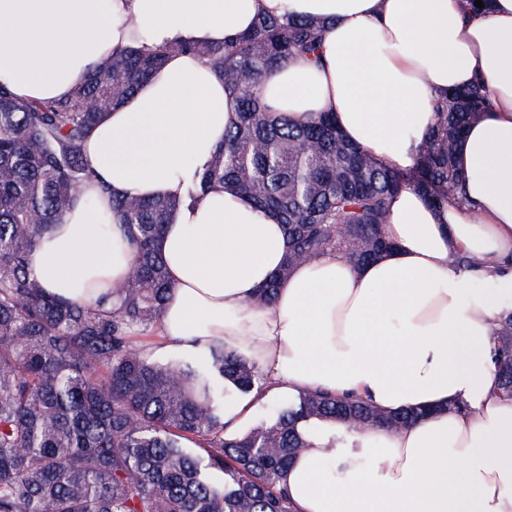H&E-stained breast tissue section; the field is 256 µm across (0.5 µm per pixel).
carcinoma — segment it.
<instances>
[{
  "label": "carcinoma",
  "instance_id": "carcinoma-1",
  "mask_svg": "<svg viewBox=\"0 0 512 512\" xmlns=\"http://www.w3.org/2000/svg\"><path fill=\"white\" fill-rule=\"evenodd\" d=\"M322 36L313 20L264 17L230 42L117 50L56 101L21 103L0 85V512H293L283 480L309 446V427L339 420L351 433L357 423L399 429L418 419L316 390L269 425L224 434V398L254 390L256 365L221 343L159 363L132 340L154 330L171 290L154 242L176 198L112 200L134 265L109 307L50 294L31 267L43 232L92 177L87 137L167 58L187 52L214 65L238 112L188 195L225 185L275 211L286 229L284 265L253 295L256 305L271 303L281 279L308 259L340 251L356 267L375 260L390 248L383 228L404 187L433 205L464 203L454 152L484 113L483 85L439 98L409 173L345 140L325 113L301 123L270 118L264 78L315 55ZM493 361L511 398L512 309L501 316Z\"/></svg>",
  "mask_w": 512,
  "mask_h": 512
}]
</instances>
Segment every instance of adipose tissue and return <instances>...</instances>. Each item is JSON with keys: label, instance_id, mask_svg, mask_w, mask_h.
<instances>
[{"label": "adipose tissue", "instance_id": "obj_1", "mask_svg": "<svg viewBox=\"0 0 512 512\" xmlns=\"http://www.w3.org/2000/svg\"><path fill=\"white\" fill-rule=\"evenodd\" d=\"M264 16L324 27L316 57L265 80L276 115L331 113L348 141L397 171L415 166L439 96L484 84L490 103L455 152L466 206L403 188L377 260L355 267L325 253L257 307L255 288L284 264V226L228 187L186 200L237 115L213 65L178 55L87 139L92 178L43 233L39 280L94 303L133 264L113 198H182L155 243L171 294L162 341L144 348L151 360L219 340L263 374L259 401L323 389L421 413L398 430L321 424L284 478L294 512H512V398L492 363L512 297V0L485 11L470 0H0V84L21 102L60 99L117 48L221 43ZM461 253L481 266L462 268Z\"/></svg>", "mask_w": 512, "mask_h": 512}]
</instances>
